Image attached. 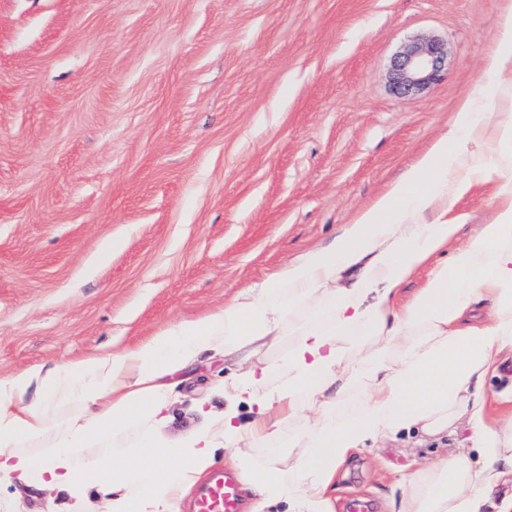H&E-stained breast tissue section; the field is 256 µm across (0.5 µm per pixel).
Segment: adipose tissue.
Masks as SVG:
<instances>
[{"label": "adipose tissue", "mask_w": 512, "mask_h": 512, "mask_svg": "<svg viewBox=\"0 0 512 512\" xmlns=\"http://www.w3.org/2000/svg\"><path fill=\"white\" fill-rule=\"evenodd\" d=\"M480 93L460 100L444 135L326 246L309 250L224 307L164 330L136 347L36 367L0 378V481L36 480L64 493L65 512H174L214 463L219 444H273L287 425L302 429L287 468L236 464L260 504L289 512H334L341 465L367 443L412 430L429 436L467 428L478 467L445 458L397 482L391 512H512L492 502L512 471V409L493 413L482 393L512 354V103L483 106L512 83V0H504L497 47ZM496 202L492 223L467 243L455 204L477 189ZM421 278L402 298L403 285ZM295 333L269 389L262 356ZM236 364V390L252 389L255 414L234 404L205 412L203 431L171 447L157 438L170 419L180 374L203 358ZM73 417L44 455L18 452L42 438L58 410ZM138 441L121 459L86 458L129 427Z\"/></svg>", "instance_id": "obj_1"}]
</instances>
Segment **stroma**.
<instances>
[{"label": "stroma", "instance_id": "35a3bbf8", "mask_svg": "<svg viewBox=\"0 0 512 512\" xmlns=\"http://www.w3.org/2000/svg\"><path fill=\"white\" fill-rule=\"evenodd\" d=\"M502 0H0V378L135 347L330 243L479 88ZM435 39L411 96L394 57ZM468 241L496 209L459 201ZM223 361L179 385L164 440L223 410ZM478 449L370 445L340 471L386 512L394 480ZM0 483V512H59ZM447 52L439 43L426 40L408 46L393 62V81L401 95H414L442 76Z\"/></svg>", "mask_w": 512, "mask_h": 512}]
</instances>
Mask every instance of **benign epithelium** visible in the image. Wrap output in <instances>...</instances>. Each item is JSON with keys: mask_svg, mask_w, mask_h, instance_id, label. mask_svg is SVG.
<instances>
[{"mask_svg": "<svg viewBox=\"0 0 512 512\" xmlns=\"http://www.w3.org/2000/svg\"><path fill=\"white\" fill-rule=\"evenodd\" d=\"M447 52L426 40L408 46L393 62V81L398 93L408 96L425 89L442 76Z\"/></svg>", "mask_w": 512, "mask_h": 512, "instance_id": "7a95c632", "label": "benign epithelium"}]
</instances>
